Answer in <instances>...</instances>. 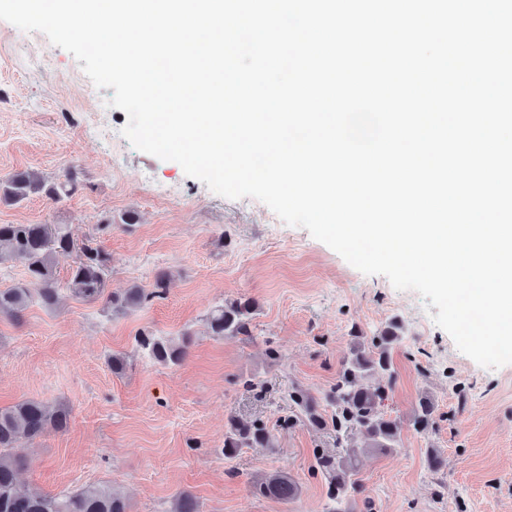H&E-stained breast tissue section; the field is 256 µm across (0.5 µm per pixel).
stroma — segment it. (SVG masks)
I'll return each instance as SVG.
<instances>
[{"label":"stroma","instance_id":"stroma-1","mask_svg":"<svg viewBox=\"0 0 512 512\" xmlns=\"http://www.w3.org/2000/svg\"><path fill=\"white\" fill-rule=\"evenodd\" d=\"M113 94L44 34L0 20V180L32 170L55 183L72 167L79 177L59 201H1L0 224L77 225L103 243L115 294L170 274L163 297L120 314L64 290L54 308L0 317V407L36 399L70 411L65 431L27 447L21 483L53 494L103 483L128 512H170L180 491L199 512H326L316 455L333 451L335 433L289 409L285 390L307 389L330 414L323 400L354 336L395 322L403 341L384 412L401 441L363 457L352 512H512V364L478 365L416 292L361 273L264 203L222 197L178 163L136 150L122 134L127 113L107 104ZM130 211L136 223H124ZM104 223L110 231L99 232ZM233 299L256 303L249 335L212 338L208 311ZM145 330L191 333L184 363L134 355ZM115 353L129 356L124 374L108 364ZM425 395L440 415L428 436L412 426ZM233 418L264 422L273 447L225 458ZM431 448L443 459L436 470ZM279 470L298 482L296 500L252 494L255 479Z\"/></svg>","mask_w":512,"mask_h":512}]
</instances>
